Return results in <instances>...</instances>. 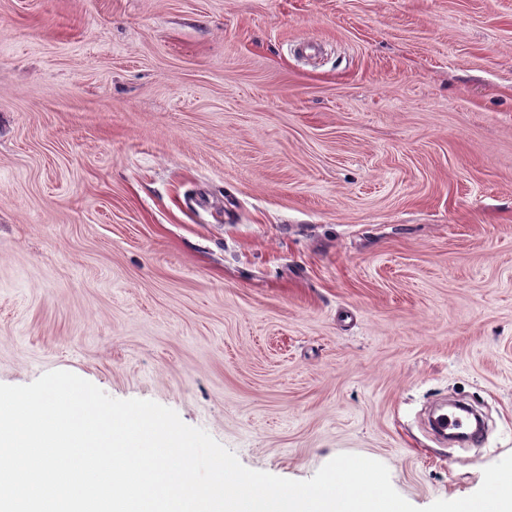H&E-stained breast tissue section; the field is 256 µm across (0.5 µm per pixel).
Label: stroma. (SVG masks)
<instances>
[{"mask_svg":"<svg viewBox=\"0 0 512 512\" xmlns=\"http://www.w3.org/2000/svg\"><path fill=\"white\" fill-rule=\"evenodd\" d=\"M72 372L247 468L512 454V0H0V383ZM486 432L441 445L433 405Z\"/></svg>","mask_w":512,"mask_h":512,"instance_id":"35a3bbf8","label":"stroma"}]
</instances>
